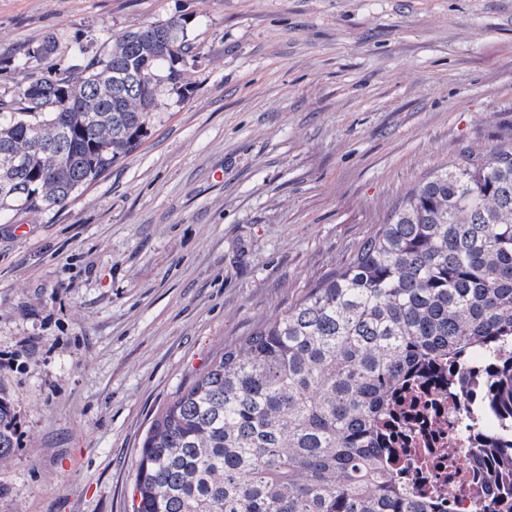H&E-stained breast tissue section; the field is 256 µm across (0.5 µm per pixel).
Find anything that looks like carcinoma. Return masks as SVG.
Wrapping results in <instances>:
<instances>
[{"label": "carcinoma", "instance_id": "cac0c4a2", "mask_svg": "<svg viewBox=\"0 0 512 512\" xmlns=\"http://www.w3.org/2000/svg\"><path fill=\"white\" fill-rule=\"evenodd\" d=\"M192 20L128 30L104 54L78 42L72 64L28 74L0 102V212L65 208L133 150L157 97L181 98ZM47 33L29 60L55 54ZM512 146L420 181L351 261L275 318L217 352L154 415L132 488V512H432L388 469L401 404L423 378L486 367L489 407L512 414ZM18 421L0 382V464ZM487 512H512L498 455Z\"/></svg>", "mask_w": 512, "mask_h": 512}]
</instances>
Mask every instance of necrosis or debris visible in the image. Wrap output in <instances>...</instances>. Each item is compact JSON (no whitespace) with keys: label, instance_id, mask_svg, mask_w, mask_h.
I'll return each instance as SVG.
<instances>
[{"label":"necrosis or debris","instance_id":"1","mask_svg":"<svg viewBox=\"0 0 512 512\" xmlns=\"http://www.w3.org/2000/svg\"><path fill=\"white\" fill-rule=\"evenodd\" d=\"M467 384L440 376L427 381V399L408 409L400 451L389 463L404 493L435 512H484L485 476L476 472L480 449L512 441V419L482 405L486 376L477 364Z\"/></svg>","mask_w":512,"mask_h":512}]
</instances>
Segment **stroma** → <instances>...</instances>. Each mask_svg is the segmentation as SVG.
<instances>
[{"label": "stroma", "instance_id": "1", "mask_svg": "<svg viewBox=\"0 0 512 512\" xmlns=\"http://www.w3.org/2000/svg\"><path fill=\"white\" fill-rule=\"evenodd\" d=\"M186 14V98L65 209L0 216V512H132L152 415L345 266L426 174L512 144V0H0V101L50 31ZM4 382H0V464L13 457L18 446V421Z\"/></svg>", "mask_w": 512, "mask_h": 512}]
</instances>
